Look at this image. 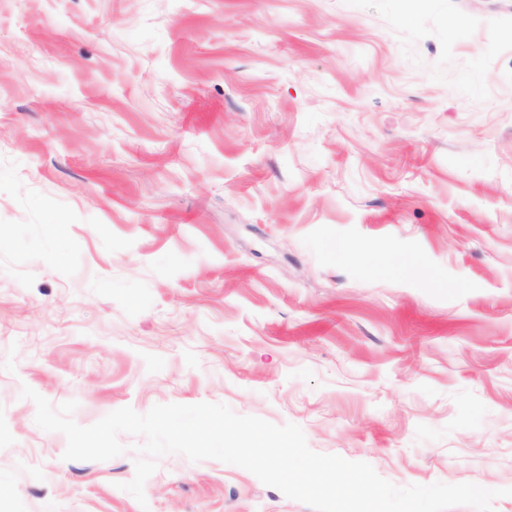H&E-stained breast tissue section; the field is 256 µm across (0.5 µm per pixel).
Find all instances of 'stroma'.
I'll return each mask as SVG.
<instances>
[{"instance_id":"stroma-1","label":"stroma","mask_w":512,"mask_h":512,"mask_svg":"<svg viewBox=\"0 0 512 512\" xmlns=\"http://www.w3.org/2000/svg\"><path fill=\"white\" fill-rule=\"evenodd\" d=\"M26 386L512 512V0H0V512H312Z\"/></svg>"}]
</instances>
